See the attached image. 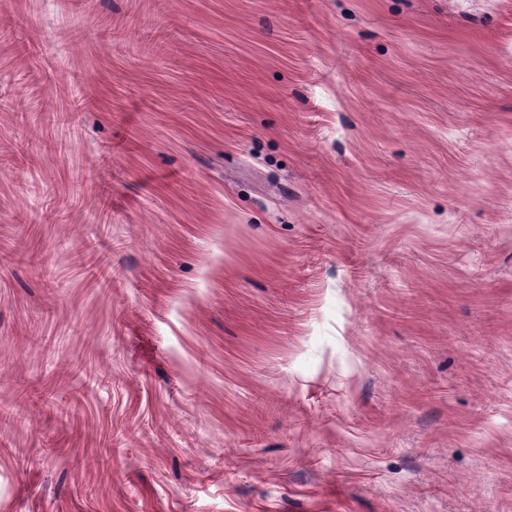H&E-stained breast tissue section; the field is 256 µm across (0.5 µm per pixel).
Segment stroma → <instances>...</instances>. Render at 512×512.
I'll use <instances>...</instances> for the list:
<instances>
[{"label":"stroma","mask_w":512,"mask_h":512,"mask_svg":"<svg viewBox=\"0 0 512 512\" xmlns=\"http://www.w3.org/2000/svg\"><path fill=\"white\" fill-rule=\"evenodd\" d=\"M0 512H512V0H0Z\"/></svg>","instance_id":"obj_1"}]
</instances>
